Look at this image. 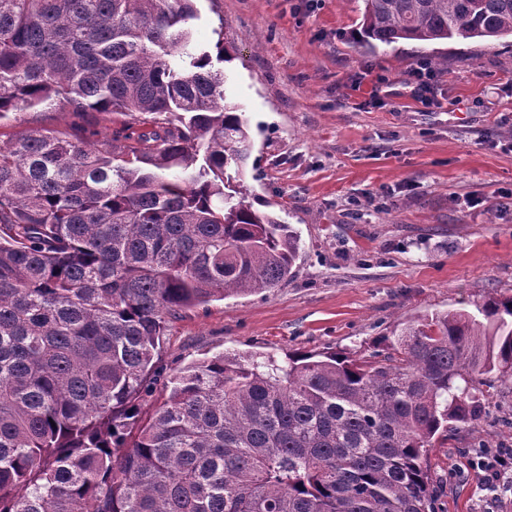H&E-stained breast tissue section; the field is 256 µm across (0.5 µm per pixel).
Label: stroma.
Listing matches in <instances>:
<instances>
[{"mask_svg":"<svg viewBox=\"0 0 512 512\" xmlns=\"http://www.w3.org/2000/svg\"><path fill=\"white\" fill-rule=\"evenodd\" d=\"M194 37L223 27L229 99L251 149L253 203L300 238L283 286L213 300L170 321L167 369L221 353L277 358L330 349L358 358L408 318L474 311L512 296V39L356 46L362 0H197ZM428 59L436 105L408 81ZM111 139V116L75 118L56 102L0 123ZM477 199L468 207L466 199ZM512 448V388L484 420L438 437L426 460L435 512H512V489L488 491L477 447Z\"/></svg>","mask_w":512,"mask_h":512,"instance_id":"stroma-1","label":"stroma"}]
</instances>
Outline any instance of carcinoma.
Returning a JSON list of instances; mask_svg holds the SVG:
<instances>
[{
  "label": "carcinoma",
  "instance_id": "cac0c4a2",
  "mask_svg": "<svg viewBox=\"0 0 512 512\" xmlns=\"http://www.w3.org/2000/svg\"><path fill=\"white\" fill-rule=\"evenodd\" d=\"M359 43L512 36V0H362ZM194 0H0V120L56 100L110 141L0 142V512H431L436 436L512 375V296L368 354L156 365L186 309L288 282L299 238L247 201L234 47ZM168 391L152 413L143 401Z\"/></svg>",
  "mask_w": 512,
  "mask_h": 512
}]
</instances>
